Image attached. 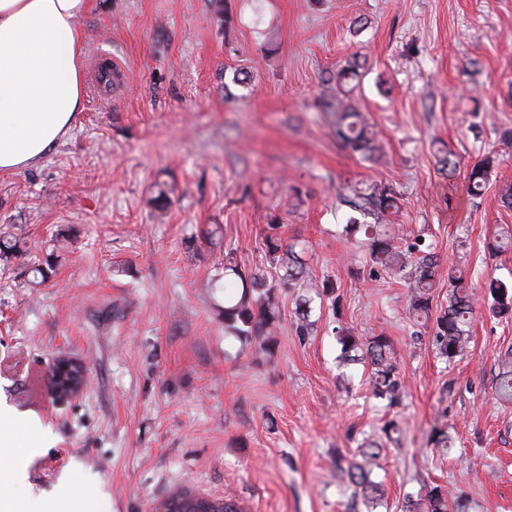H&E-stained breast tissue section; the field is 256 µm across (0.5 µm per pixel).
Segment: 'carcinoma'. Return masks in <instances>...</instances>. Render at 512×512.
<instances>
[{
    "label": "carcinoma",
    "mask_w": 512,
    "mask_h": 512,
    "mask_svg": "<svg viewBox=\"0 0 512 512\" xmlns=\"http://www.w3.org/2000/svg\"><path fill=\"white\" fill-rule=\"evenodd\" d=\"M362 64L355 56L336 68L333 81L336 97L327 103L336 117V137L352 153L364 159L373 158L380 146L370 125L348 97L346 87L360 76ZM488 179L487 161L473 166L468 171V191L477 198L483 194ZM340 206L349 214L344 232L348 236L363 235L361 245L366 247L371 262V271L377 276L400 280L406 288V305L409 317L414 322L432 324L431 340L436 353L446 363L453 364L469 352L470 325L476 312L477 300L473 289L463 286V275L457 269H448L447 305L440 308L435 320H430L434 287V272L438 254L421 237L412 243L383 225L386 216L399 208L398 195L389 185L371 184L366 187L347 186L339 194ZM266 252L272 266L283 274L276 283L266 280L259 273L247 274L230 261H224V272L240 279L243 289L238 301L224 307V326L238 340L256 345L269 352L274 347V332L280 318L278 291L294 289L299 294L300 306L307 309L314 297H330L335 285L330 280L321 282L309 278L306 265L293 249L281 251L278 239L265 240ZM488 309L495 317H512V283L492 280L487 285L485 296ZM336 342L346 361L360 356L370 368L369 392L391 408L401 401L402 381L398 355L389 337L382 334L367 339L347 328L336 326ZM494 394L506 404H512V353L508 352L499 361V371L494 378ZM383 444L376 441L360 445L361 462L341 470L350 482L360 489L363 498L376 502L381 496V486L371 479L373 469L379 466ZM181 503L183 512H198L200 503L193 493L184 491L177 498H169L160 504L161 512H167L173 502ZM466 504L460 496L448 494V487L435 484L417 497H408L403 512H465Z\"/></svg>",
    "instance_id": "obj_1"
}]
</instances>
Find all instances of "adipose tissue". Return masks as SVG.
I'll return each mask as SVG.
<instances>
[{
  "mask_svg": "<svg viewBox=\"0 0 512 512\" xmlns=\"http://www.w3.org/2000/svg\"><path fill=\"white\" fill-rule=\"evenodd\" d=\"M90 0H0V172L41 162L83 110Z\"/></svg>",
  "mask_w": 512,
  "mask_h": 512,
  "instance_id": "obj_1",
  "label": "adipose tissue"
}]
</instances>
